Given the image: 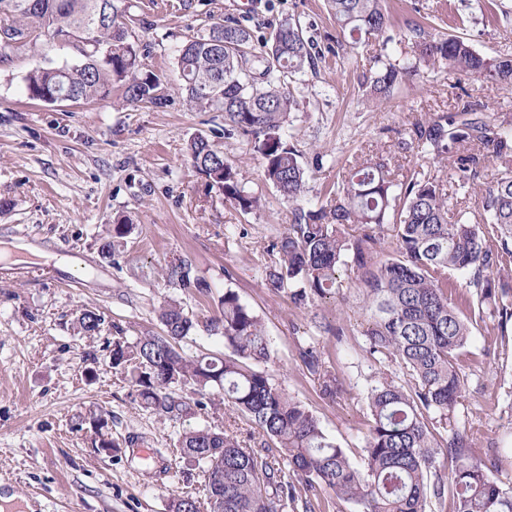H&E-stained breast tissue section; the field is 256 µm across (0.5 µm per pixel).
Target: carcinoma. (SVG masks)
Masks as SVG:
<instances>
[{"label": "carcinoma", "instance_id": "obj_1", "mask_svg": "<svg viewBox=\"0 0 512 512\" xmlns=\"http://www.w3.org/2000/svg\"><path fill=\"white\" fill-rule=\"evenodd\" d=\"M340 35L357 45L386 33L387 0H327ZM414 34L418 60L441 61L466 77L484 78L512 88V56L488 57L453 34ZM63 42L79 62L61 67L34 66L26 76L32 100L56 90L68 101L105 100L114 84L128 103L162 106L161 76L140 68L137 44L126 23L123 0H0V49L22 52L37 38ZM371 79L366 100L380 104L401 84L419 75L416 64L384 62ZM179 90L193 109L224 113V120L254 141L263 174L289 202L306 192L307 173L283 136L294 99L286 81L315 69L312 43L296 21L279 25L270 38L253 43L239 25L215 24L189 37L177 61ZM471 105L459 112L419 120L405 130L398 148L427 152L442 164L456 154L454 173L392 170L372 157L342 173L333 194L319 208L295 209L294 222L270 245L267 285L290 290L296 303L322 298L342 287L340 268L353 263L369 325L367 356L381 367L397 366L395 381L380 371L368 388L371 421L363 436L361 464L330 438L306 406L276 382L269 363L271 340L262 318L239 294L224 289L219 314L204 324L175 302L160 306L163 334L130 342L112 340V368L127 377L135 400L166 421H178L196 396L213 391L214 409L224 408L262 437L254 448L231 426L203 427L179 435V459L204 476L209 512H302L327 507L326 491L358 512H428L431 502L452 512H512V487L495 476L498 457H481L468 434L448 428L466 391L457 368L460 351L472 335L473 319L463 308L490 307L499 329L512 321V130L497 131L471 118ZM191 164L224 200L243 212L260 206L247 190L234 162L198 135L189 144ZM499 166L497 179L479 191L482 221L473 224L454 199L475 188L488 161ZM364 233L354 237L348 226ZM389 237L395 256L377 259V245ZM466 276L471 297H448V272ZM185 262L165 268L168 282L191 286ZM80 332L100 335L104 319L92 307L80 310ZM224 339V355L188 353L182 343L197 326ZM171 512H201L198 497L173 498Z\"/></svg>", "mask_w": 512, "mask_h": 512}]
</instances>
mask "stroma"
I'll use <instances>...</instances> for the list:
<instances>
[{
	"label": "stroma",
	"instance_id": "obj_1",
	"mask_svg": "<svg viewBox=\"0 0 512 512\" xmlns=\"http://www.w3.org/2000/svg\"><path fill=\"white\" fill-rule=\"evenodd\" d=\"M512 0H388L395 28L418 22L460 36L482 54H512ZM125 0L142 66L163 76L162 107L125 105L120 91L86 104L29 100L25 77L35 64L77 63L67 45L38 40L22 52L0 55V246H18L15 273L0 276V496L4 512H170L174 495H202L200 469L180 472L172 444L179 433L223 425V414L194 410L178 423L142 409L133 388L110 364L116 335L135 340L158 330L155 311L173 300L198 320L218 309L225 289L263 320L271 338L270 368L289 396L309 407L325 432L360 456L369 425L367 388L377 366L365 353L368 326L355 288L356 270L340 271L341 288L294 304L268 288L269 244L293 220V206L265 182L263 159L223 113L190 109L177 87L183 42L216 23L234 22L256 40L281 22L299 21L322 59L296 75L297 102L283 127L308 170L303 207L318 208L339 171L365 156L401 169L429 172L424 152L399 153L395 144L425 114L476 105L480 117L512 122V92L463 78L442 63L421 64V78L400 87L379 107L363 105L375 56L417 61L411 41L387 46L338 47L339 32L325 0ZM206 136L236 163L242 182L262 197L244 214L191 166L188 143ZM130 232L101 252L112 226ZM191 267L193 284L168 283L164 269ZM83 279L65 286L64 276ZM99 311L100 336H81L76 312ZM344 336H337V329ZM316 347L325 370L341 386L323 394L301 353ZM466 392L453 427L474 440L480 454L503 460L499 478L512 486V325L493 319L475 326L459 359ZM108 425L95 428L94 416ZM120 442L115 454L101 439Z\"/></svg>",
	"mask_w": 512,
	"mask_h": 512
}]
</instances>
